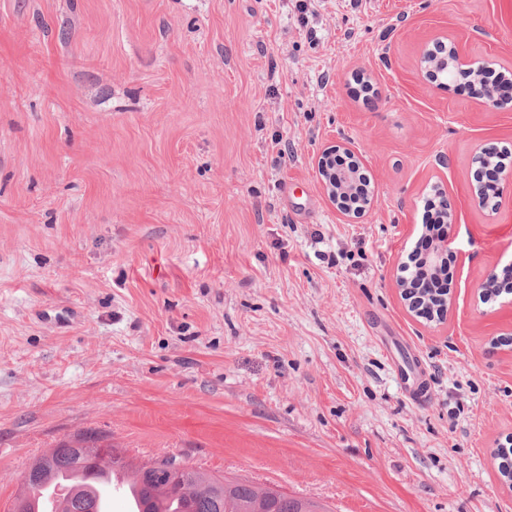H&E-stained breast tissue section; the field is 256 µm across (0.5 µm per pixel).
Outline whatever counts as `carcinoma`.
<instances>
[{"instance_id": "obj_1", "label": "carcinoma", "mask_w": 512, "mask_h": 512, "mask_svg": "<svg viewBox=\"0 0 512 512\" xmlns=\"http://www.w3.org/2000/svg\"><path fill=\"white\" fill-rule=\"evenodd\" d=\"M106 462L127 470L140 498L137 512H329L307 497L270 491L249 481H229L195 469L184 470L181 480L175 481L165 469L171 463L168 458L130 472L114 452L88 445L84 438L75 445L52 448L33 462L22 476L23 490L15 497L13 512H36L32 499L66 473L85 480L67 485L54 512H101L89 479Z\"/></svg>"}]
</instances>
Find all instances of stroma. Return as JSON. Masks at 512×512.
<instances>
[{
  "label": "stroma",
  "instance_id": "35a3bbf8",
  "mask_svg": "<svg viewBox=\"0 0 512 512\" xmlns=\"http://www.w3.org/2000/svg\"><path fill=\"white\" fill-rule=\"evenodd\" d=\"M512 0H0V512L49 448L105 436L333 512H512V186L473 198L512 109ZM349 149L371 206L316 162ZM441 193L446 320L399 267ZM417 360L422 404L400 387ZM500 90L503 94L508 95L512 90V77H506L504 74L498 79ZM499 91L496 85H491L485 93V105L493 110L503 109L508 106L512 107V96H505ZM338 148V149H337ZM340 150V146H331L325 149L317 161V171L320 176V179L323 183V186L328 194V196L332 199H336V197L342 193H346L349 191V186H353L354 183L358 180L357 185L355 186V192L350 196H347V202L349 206L356 205L357 201L355 198L363 195L367 196L369 192L370 180L367 179L366 175L360 172V166L357 164V167L351 169L354 161L351 157L347 155H338L336 156V167L339 169H347V170H333L328 166V160L332 157L333 153ZM351 169V170H348Z\"/></svg>",
  "mask_w": 512,
  "mask_h": 512
}]
</instances>
